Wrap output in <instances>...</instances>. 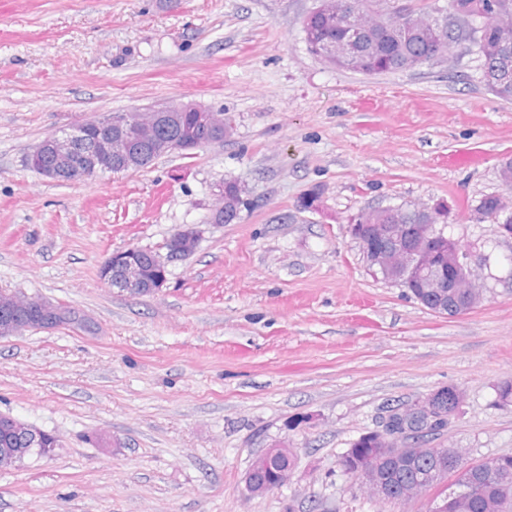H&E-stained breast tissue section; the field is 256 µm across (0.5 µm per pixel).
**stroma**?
<instances>
[{
  "label": "stroma",
  "instance_id": "stroma-1",
  "mask_svg": "<svg viewBox=\"0 0 512 512\" xmlns=\"http://www.w3.org/2000/svg\"><path fill=\"white\" fill-rule=\"evenodd\" d=\"M318 0H0V291L85 314L0 338V414L57 444L0 468V512H428L383 501L341 459L396 406L464 395L433 448L512 453V238L475 212L512 200V103L481 82L467 40L420 67L366 76L312 55ZM192 103L224 141L139 171L50 181L28 156L75 122ZM247 192L215 224L225 182ZM443 204L483 299L436 314L374 277L348 226L363 210ZM132 295L100 277L116 251L166 256ZM288 482L252 496L273 446ZM198 240V232L194 228H179L175 230L169 240L167 259L174 260L192 252Z\"/></svg>",
  "mask_w": 512,
  "mask_h": 512
}]
</instances>
